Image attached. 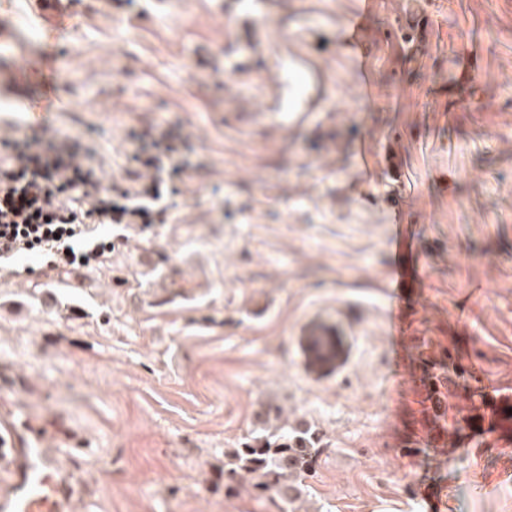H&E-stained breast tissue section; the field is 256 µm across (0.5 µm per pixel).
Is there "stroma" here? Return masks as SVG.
<instances>
[{"label": "stroma", "instance_id": "35a3bbf8", "mask_svg": "<svg viewBox=\"0 0 512 512\" xmlns=\"http://www.w3.org/2000/svg\"><path fill=\"white\" fill-rule=\"evenodd\" d=\"M411 0H76L56 29L0 0L27 42L54 46L57 101L0 92L8 140L78 135L104 184L131 186V132L179 136L188 166L164 223L108 226L112 249L65 273L0 271V413L73 436L70 512H280L224 454L268 402L319 432L295 512H512V440L483 455L435 442L424 390L395 348L476 363L512 392V0H422L414 52L388 29ZM287 109L260 126L255 113ZM402 228L420 286L390 333L389 243ZM339 355L314 360L307 333Z\"/></svg>", "mask_w": 512, "mask_h": 512}]
</instances>
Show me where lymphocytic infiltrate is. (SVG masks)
I'll use <instances>...</instances> for the list:
<instances>
[{"instance_id": "obj_1", "label": "lymphocytic infiltrate", "mask_w": 512, "mask_h": 512, "mask_svg": "<svg viewBox=\"0 0 512 512\" xmlns=\"http://www.w3.org/2000/svg\"><path fill=\"white\" fill-rule=\"evenodd\" d=\"M0 148L6 153L0 162V263L35 256L50 271L100 261L112 248L100 239L101 226L162 219V181L181 178L186 170L176 147L154 143L131 160L157 177L131 190L96 177L78 136L50 140L34 131Z\"/></svg>"}]
</instances>
